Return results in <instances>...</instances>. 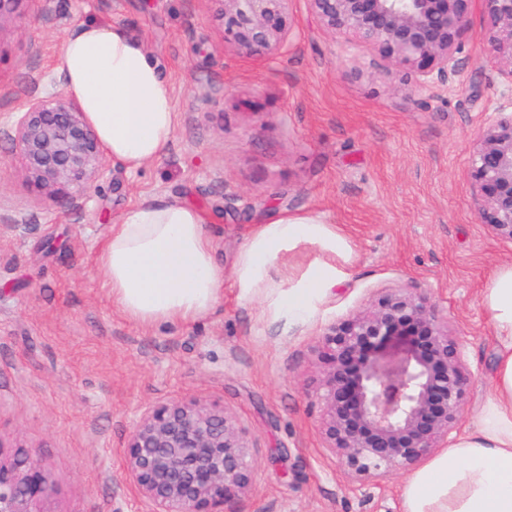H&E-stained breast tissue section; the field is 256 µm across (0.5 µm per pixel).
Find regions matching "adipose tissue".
<instances>
[{"instance_id": "adipose-tissue-1", "label": "adipose tissue", "mask_w": 512, "mask_h": 512, "mask_svg": "<svg viewBox=\"0 0 512 512\" xmlns=\"http://www.w3.org/2000/svg\"><path fill=\"white\" fill-rule=\"evenodd\" d=\"M66 93L86 112L112 159L129 170L165 155L178 114L156 55L125 27L81 21L64 36L56 61ZM206 219L174 198L129 208L98 254L113 304L144 326L194 322L220 301L224 274L214 259ZM303 244L321 260L288 279L272 304L304 319L344 272L352 248L335 225L306 213L257 225L239 256L235 282L243 294L268 287L284 255ZM498 346L487 398L475 424L408 476L403 512H512V264L497 268L481 292Z\"/></svg>"}]
</instances>
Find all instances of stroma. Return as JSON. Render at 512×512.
<instances>
[{"mask_svg":"<svg viewBox=\"0 0 512 512\" xmlns=\"http://www.w3.org/2000/svg\"><path fill=\"white\" fill-rule=\"evenodd\" d=\"M19 0L0 23V442L46 464L44 512H148L123 476L141 413L176 398L224 409L248 431L253 483L225 512H400L407 471L361 480L320 434L314 398L326 327L395 288L426 297L457 337L470 375L459 428L485 400L496 339L480 293L512 244L482 224L469 156L512 89L500 74L483 0L459 70L419 88L370 50L346 55L294 0L298 31L278 55L222 43L213 0ZM81 20L122 25L159 57L178 112L166 155L111 163L86 206L35 192L6 121L60 89V40ZM178 198L207 218L224 295L203 319L141 326L103 286L97 254L132 205ZM288 212L336 226L346 278L303 321L234 286L245 237Z\"/></svg>","mask_w":512,"mask_h":512,"instance_id":"1","label":"stroma"}]
</instances>
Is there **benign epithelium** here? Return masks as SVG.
I'll return each instance as SVG.
<instances>
[{"label":"benign epithelium","mask_w":512,"mask_h":512,"mask_svg":"<svg viewBox=\"0 0 512 512\" xmlns=\"http://www.w3.org/2000/svg\"><path fill=\"white\" fill-rule=\"evenodd\" d=\"M224 42L247 55L288 48L293 0H214ZM317 25L346 48L367 47L419 86L448 84L474 0H307ZM492 42L512 85V0H482ZM9 135L29 183L63 208L85 205L110 172L107 154L79 103L61 92L28 101ZM476 209L512 244V109L481 128L469 160ZM314 398L325 448L357 477L383 479L448 447L468 397L457 338L428 302L406 288L327 329ZM124 476L151 512H224L252 482L248 435L225 410L180 398L144 410L128 434ZM50 485L42 460L6 455L0 444V512H43Z\"/></svg>","instance_id":"7a95c632"}]
</instances>
